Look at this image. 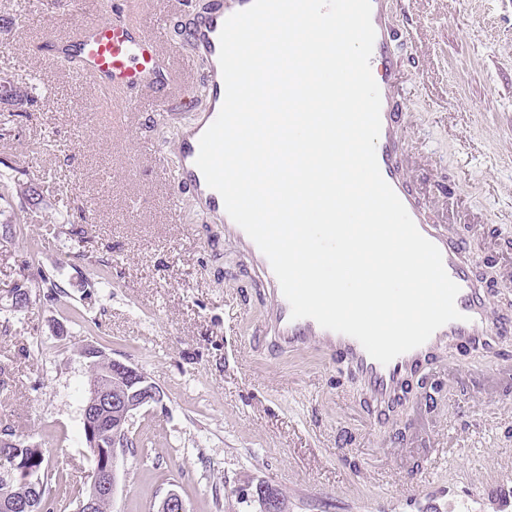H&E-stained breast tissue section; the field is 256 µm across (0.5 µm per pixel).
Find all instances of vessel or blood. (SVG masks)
<instances>
[{"label": "vessel or blood", "mask_w": 512, "mask_h": 512, "mask_svg": "<svg viewBox=\"0 0 512 512\" xmlns=\"http://www.w3.org/2000/svg\"><path fill=\"white\" fill-rule=\"evenodd\" d=\"M371 2L376 38L370 67L381 94L378 165L419 232L439 248L449 277L460 288L455 301L460 320L447 323L426 343L385 365L370 357L351 336L324 329L310 318L292 319L269 260L228 216L220 194L208 187L196 165L199 140L216 119L225 96L220 32L225 20L247 9L252 0H208L206 9L194 15L185 29L188 54L175 60L165 58L159 49L165 26L148 34L135 25L114 22L108 16L111 0H100L97 16L75 30L45 33L38 50L50 62L73 61L77 77L103 93L136 89L156 94L160 121L183 110L189 112V120L181 125L173 143H157L155 161L161 166L173 164L175 192L188 193L198 214L221 225L225 242L245 257L246 274L261 280L263 310L253 332L256 346L281 353L312 351L329 366L348 371L356 378L361 405L375 425L386 427L390 424L388 406L404 396L413 379H429L433 365L447 350H487L499 345L512 335V314L495 306L490 287L473 268L469 243L458 235L455 225L441 219L435 195L443 191V184L427 182L408 160L401 84L408 70L420 64L418 56L400 51L401 45L412 43L415 34L411 0ZM195 69L200 70L206 91V103L201 107L182 88L183 72Z\"/></svg>", "instance_id": "1"}]
</instances>
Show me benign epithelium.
Wrapping results in <instances>:
<instances>
[{"instance_id":"7a95c632","label":"benign epithelium","mask_w":512,"mask_h":512,"mask_svg":"<svg viewBox=\"0 0 512 512\" xmlns=\"http://www.w3.org/2000/svg\"><path fill=\"white\" fill-rule=\"evenodd\" d=\"M115 387H94L88 391L83 408V424L87 447L94 461L90 498L83 504L85 512H91L99 497L114 495L120 458L126 456L130 447L129 439L134 415L145 407L157 405L163 400V393L150 378L136 367L112 360L108 372ZM19 442L9 431L0 433V478L9 486L12 469L18 466L16 448ZM260 505L259 512H279V503L267 487L256 484L245 495ZM38 497L5 500L3 507L9 512H42L36 507ZM155 512H186L182 497L174 490L169 491L159 502Z\"/></svg>"}]
</instances>
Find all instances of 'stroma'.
<instances>
[{
    "mask_svg": "<svg viewBox=\"0 0 512 512\" xmlns=\"http://www.w3.org/2000/svg\"><path fill=\"white\" fill-rule=\"evenodd\" d=\"M126 20H167L184 49L205 0H120ZM427 55L405 85L407 138L453 186L438 206L471 238L477 268L512 304V0H418ZM69 6L0 0V77L35 75L26 112L0 111V165L35 182L37 210L0 190V432L42 448L54 479L45 512H78L91 482L83 431L93 345L164 392L135 417L111 512H155L169 490L187 512H247L238 490L264 481L289 512H495V466L512 450V337L435 366L392 426L375 431L356 388L313 357L251 347L259 286L220 225L177 197L145 138L174 141L156 97H122L113 121L97 91L33 48L80 23ZM484 221L481 233L473 224ZM27 312L6 306L14 288Z\"/></svg>",
    "mask_w": 512,
    "mask_h": 512,
    "instance_id": "1",
    "label": "stroma"
}]
</instances>
